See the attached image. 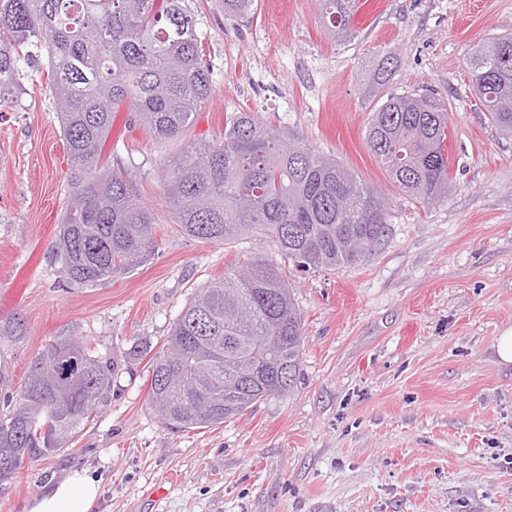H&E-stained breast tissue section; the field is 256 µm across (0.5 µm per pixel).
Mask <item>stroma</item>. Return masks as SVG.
<instances>
[{"instance_id":"1","label":"stroma","mask_w":512,"mask_h":512,"mask_svg":"<svg viewBox=\"0 0 512 512\" xmlns=\"http://www.w3.org/2000/svg\"><path fill=\"white\" fill-rule=\"evenodd\" d=\"M184 4L212 72L208 101L165 142L119 110L103 150L134 171L157 216L155 253L133 272L79 288L52 253L70 170L47 65L23 68L22 94L0 107V324L26 327L8 351L12 381L68 331L127 363L70 450L0 484V512H25L75 469L101 480L96 512H512V365L495 352L512 327V137L480 111L466 67L512 29V0H354L342 41L316 0H255L242 20L219 0ZM387 54L399 64L384 93L447 105V201L405 196L366 144L379 100L361 83ZM238 112L382 191L379 243L357 263L304 272L265 236L184 235L164 164L186 142L222 140ZM257 256L275 258L302 319L293 391L212 427L167 428L147 400L149 360L201 285Z\"/></svg>"}]
</instances>
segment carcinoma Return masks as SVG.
<instances>
[{
  "label": "carcinoma",
  "mask_w": 512,
  "mask_h": 512,
  "mask_svg": "<svg viewBox=\"0 0 512 512\" xmlns=\"http://www.w3.org/2000/svg\"><path fill=\"white\" fill-rule=\"evenodd\" d=\"M345 34L351 0H318ZM242 19L253 0H222ZM48 49L53 103L70 161L69 203L54 254L81 287L128 274L155 253L154 211L136 177L103 159L112 115L126 109L158 139L193 125L212 90L196 22L183 0H0V106L22 91L19 64ZM394 65L381 58L365 83L374 95ZM468 74L488 119L512 136V33L481 43ZM448 111L434 94L393 93L373 112L370 151L390 181L422 204L448 197ZM164 195L182 232L228 243L265 235L301 269L351 265L387 228L383 194L332 157L239 112L219 143L190 142L165 169ZM22 320L0 325V479L68 449L95 419L122 370L120 360L73 334L55 336L11 390L8 347ZM302 323L288 282L257 257L200 288L149 362L148 397L170 429L211 427L261 399L294 389Z\"/></svg>",
  "instance_id": "1"
}]
</instances>
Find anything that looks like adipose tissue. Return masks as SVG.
I'll return each instance as SVG.
<instances>
[{
	"instance_id": "adipose-tissue-1",
	"label": "adipose tissue",
	"mask_w": 512,
	"mask_h": 512,
	"mask_svg": "<svg viewBox=\"0 0 512 512\" xmlns=\"http://www.w3.org/2000/svg\"><path fill=\"white\" fill-rule=\"evenodd\" d=\"M100 491L99 480L78 469L64 481L44 488L30 501L26 512H92Z\"/></svg>"
}]
</instances>
